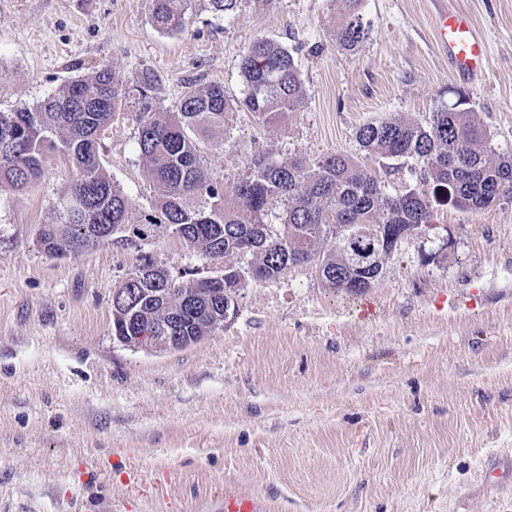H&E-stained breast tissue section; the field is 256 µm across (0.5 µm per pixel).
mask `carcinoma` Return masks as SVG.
I'll use <instances>...</instances> for the list:
<instances>
[{
    "instance_id": "1",
    "label": "carcinoma",
    "mask_w": 512,
    "mask_h": 512,
    "mask_svg": "<svg viewBox=\"0 0 512 512\" xmlns=\"http://www.w3.org/2000/svg\"><path fill=\"white\" fill-rule=\"evenodd\" d=\"M346 2L336 23V48L352 54L373 26L361 0ZM190 6L191 0H152L151 21L161 31H180ZM240 71L243 97H228L220 83H190L176 112L157 105L151 73L130 81L106 67L73 79L35 105L0 112V188L20 191L35 184L53 152L65 155L74 171L51 220L37 230L40 250L60 259L107 243L140 251L128 287L174 289L172 300L193 306L181 313V335L210 336L221 326L207 311L216 303L212 294L224 293L227 318L239 290L241 267L234 258L252 256L258 282L313 261L325 287L342 289L362 276L359 259L375 237L393 250L403 240L401 232L433 223L431 200L472 213L512 204V152L494 151L491 133L460 93L454 104L437 105L423 124L384 118L356 130L362 152L395 163L387 174L399 162H416L415 186L399 188L335 153L288 163L258 153L236 181L219 182L204 165L201 143L226 130L241 110L273 124L305 103L292 53L272 39H255L242 54ZM132 94L139 106L137 150L156 191L151 209L135 223L132 200L106 174L99 154L102 133ZM272 217L278 223L270 222ZM173 232L202 263L224 261V280L202 286L187 270L175 278L144 251ZM321 240L330 244L317 253ZM138 318L141 327L130 331L122 315L112 313V333L148 335L166 319L165 309L145 304Z\"/></svg>"
}]
</instances>
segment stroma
<instances>
[{
    "mask_svg": "<svg viewBox=\"0 0 512 512\" xmlns=\"http://www.w3.org/2000/svg\"><path fill=\"white\" fill-rule=\"evenodd\" d=\"M469 11L489 44L478 81L434 47L441 2ZM345 0H241L231 17L191 0L181 32L151 0H0V112L105 66L155 78L176 110L186 83L241 96L258 37L295 50L305 105L279 124L234 115L201 147L210 175L251 157L359 156L374 119L425 123L465 94L497 151L512 150V0H362L374 31L351 55L335 29ZM136 101L101 139L105 171L149 209ZM72 176L49 154L28 190H0V512H212L227 494L271 512H512V204H445L434 227L383 256L366 292L324 287L315 267L248 282L212 336L162 353L112 334V292L135 251L102 245L52 258L37 229ZM172 272L200 265L174 237L147 247Z\"/></svg>",
    "mask_w": 512,
    "mask_h": 512,
    "instance_id": "1",
    "label": "stroma"
}]
</instances>
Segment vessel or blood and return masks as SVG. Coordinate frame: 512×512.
<instances>
[{"label": "vessel or blood", "mask_w": 512, "mask_h": 512, "mask_svg": "<svg viewBox=\"0 0 512 512\" xmlns=\"http://www.w3.org/2000/svg\"><path fill=\"white\" fill-rule=\"evenodd\" d=\"M435 45L448 54L452 70L461 76L479 78L488 65L484 35L471 15L461 9L442 10L435 29ZM222 512H267L266 502L254 495H228L220 505Z\"/></svg>", "instance_id": "obj_1"}]
</instances>
